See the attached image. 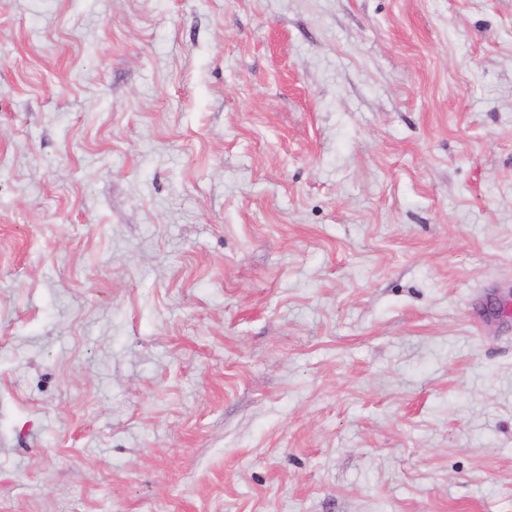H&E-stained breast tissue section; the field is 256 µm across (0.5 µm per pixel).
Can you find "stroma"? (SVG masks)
I'll use <instances>...</instances> for the list:
<instances>
[{"mask_svg": "<svg viewBox=\"0 0 512 512\" xmlns=\"http://www.w3.org/2000/svg\"><path fill=\"white\" fill-rule=\"evenodd\" d=\"M0 512H512V0H0Z\"/></svg>", "mask_w": 512, "mask_h": 512, "instance_id": "35a3bbf8", "label": "stroma"}]
</instances>
